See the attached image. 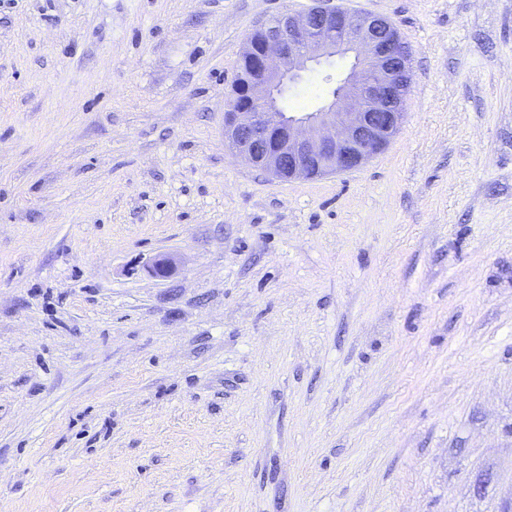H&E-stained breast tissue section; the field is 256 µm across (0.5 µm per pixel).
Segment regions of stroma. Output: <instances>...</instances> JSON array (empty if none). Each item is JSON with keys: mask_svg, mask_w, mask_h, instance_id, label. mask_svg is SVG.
Masks as SVG:
<instances>
[{"mask_svg": "<svg viewBox=\"0 0 512 512\" xmlns=\"http://www.w3.org/2000/svg\"><path fill=\"white\" fill-rule=\"evenodd\" d=\"M334 2L403 123L281 182L224 103L314 0H0V512H512V0Z\"/></svg>", "mask_w": 512, "mask_h": 512, "instance_id": "stroma-1", "label": "stroma"}]
</instances>
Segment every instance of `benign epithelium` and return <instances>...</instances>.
<instances>
[{"instance_id":"benign-epithelium-1","label":"benign epithelium","mask_w":512,"mask_h":512,"mask_svg":"<svg viewBox=\"0 0 512 512\" xmlns=\"http://www.w3.org/2000/svg\"><path fill=\"white\" fill-rule=\"evenodd\" d=\"M317 0L282 13L249 34L236 65H250L225 105L224 144L235 157L281 181L348 172L381 153L398 133L412 81L411 50L387 18ZM352 57L329 103L286 112L280 98L322 60ZM175 267L169 255L150 267L155 278Z\"/></svg>"}]
</instances>
